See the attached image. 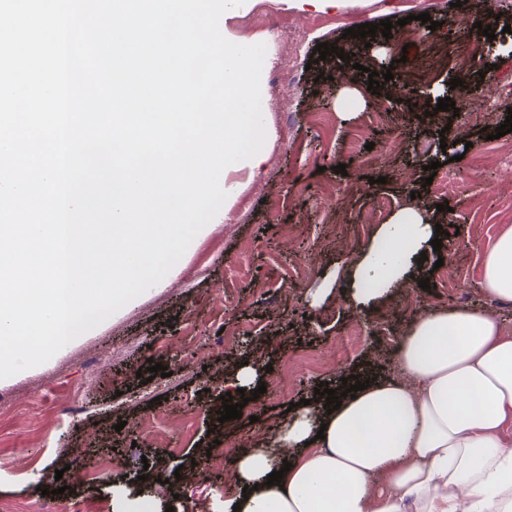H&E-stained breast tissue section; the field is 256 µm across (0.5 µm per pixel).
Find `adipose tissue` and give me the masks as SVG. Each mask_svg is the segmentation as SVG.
<instances>
[{
    "mask_svg": "<svg viewBox=\"0 0 512 512\" xmlns=\"http://www.w3.org/2000/svg\"><path fill=\"white\" fill-rule=\"evenodd\" d=\"M435 222L407 200L340 274L362 312L413 287ZM481 286L512 302V229L483 261ZM390 376L326 412L311 402L228 468L223 512H512V336L497 314L427 308L401 336ZM282 471L281 484L267 485Z\"/></svg>",
    "mask_w": 512,
    "mask_h": 512,
    "instance_id": "ef3b65f1",
    "label": "adipose tissue"
}]
</instances>
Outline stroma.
I'll return each instance as SVG.
<instances>
[{"label": "stroma", "mask_w": 512, "mask_h": 512, "mask_svg": "<svg viewBox=\"0 0 512 512\" xmlns=\"http://www.w3.org/2000/svg\"><path fill=\"white\" fill-rule=\"evenodd\" d=\"M441 22L431 43H420L417 16ZM390 19L394 51L410 48L412 62L394 64L393 82L370 93L366 69L372 49L345 29ZM279 22L287 36L312 28L298 52L268 45L261 76L262 110L275 138L264 170L233 173L241 186L231 222L191 243L169 272L165 288L109 318L53 360L0 385V501L19 512L54 504L59 512H112V491L152 479L168 496L181 476L196 512H222L224 465L207 462L221 444L228 456L254 447L290 404L335 382L341 370L366 367L390 374L394 338L422 307H478L504 319L512 312L480 286L481 262L495 238L512 228V132L487 139L512 111V0H465L452 11L409 8L401 0H348L339 11H299L289 0H245L226 26L228 40L266 43L265 27ZM495 29V39L481 32ZM352 54L344 63H311L316 44ZM477 87L481 97L450 127L425 111L430 92L453 79ZM416 93L414 109L389 92ZM348 120H341V113ZM444 139L467 143L448 161ZM437 163L436 175L423 166ZM345 165V174L335 173ZM414 187L447 235L440 255L421 262L418 278L429 289L396 294L366 312L350 311L341 294L320 297L324 274L342 265L396 211ZM449 208L438 211L437 206ZM342 368H333L336 353ZM271 365L266 391L242 416L211 432L223 408L224 375L238 360ZM168 377L144 382L148 362ZM79 414L60 417L74 389ZM100 460L104 482L70 475L67 499L56 496L54 463Z\"/></svg>", "instance_id": "35a3bbf8"}]
</instances>
